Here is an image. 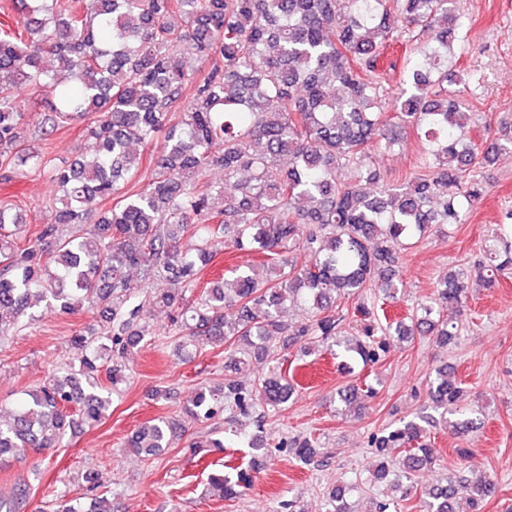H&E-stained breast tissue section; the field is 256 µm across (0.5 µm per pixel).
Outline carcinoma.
I'll return each mask as SVG.
<instances>
[{
	"label": "carcinoma",
	"instance_id": "1",
	"mask_svg": "<svg viewBox=\"0 0 512 512\" xmlns=\"http://www.w3.org/2000/svg\"><path fill=\"white\" fill-rule=\"evenodd\" d=\"M13 14L0 20V178L23 168L48 171L58 187L50 199L55 220L20 245L23 218L0 203V334L18 327L40 303L64 313L97 311L103 335L70 339L78 367L60 368L0 417V463L28 451L62 446L67 432L92 426L110 406L99 382L102 361L112 391L125 381L120 362L147 336L139 292L151 290L165 310L177 349L185 352L214 336L242 357L270 362L276 342L315 339L336 358L375 366L384 360L388 336H433L440 344L458 325L441 316L452 306L466 311L472 289H491L512 269V213L484 240L477 276L448 271L435 298L418 305L411 323H381L365 303V291L392 297L401 279L400 251L442 232L474 206L482 185L467 179L474 169L512 151V123L499 121L477 141L462 100L464 76L448 88V63L462 41L457 0H12ZM179 15L175 27L170 18ZM399 47L401 66H379ZM207 62L191 70L187 60ZM45 92L42 135L85 123V147L56 167L28 146L21 90ZM192 89L191 97L186 90ZM178 122H171L173 113ZM411 128L425 145L418 170L388 183L372 169L376 150L396 140L387 127ZM164 142L150 172L132 146ZM290 158L288 168L280 158ZM209 168L224 181L204 179ZM347 170L342 179L338 172ZM145 180L141 187L134 183ZM375 184L370 194L363 184ZM119 196L106 211L101 202ZM92 224L66 235L68 224ZM258 252L268 276L245 267L232 279L197 287L218 246ZM304 252L301 266L291 255ZM358 299L361 319L344 335L345 304ZM310 313L288 333L292 306ZM202 387L184 407L186 422L210 420L224 411L228 434L253 448L267 445L264 404L278 411L294 387L277 367L252 384L231 375ZM461 392L447 368L430 385L435 408L448 411ZM374 394L353 385L340 394L352 404ZM452 432L476 427L473 411L456 408ZM254 418L257 434L241 435L237 417ZM430 417L388 426L369 436L383 461L379 481L429 466ZM174 423L141 424L125 447L151 459L169 447ZM277 448L307 465L317 456L311 438L282 436ZM93 495L65 501L58 512H113L112 499L95 493L97 476H86ZM249 474L233 482L222 470L206 479L212 495L231 499ZM28 485L0 496V512H23ZM496 491L489 478L451 479L427 492V512H457L468 495L469 512ZM326 512H353L346 487L329 495Z\"/></svg>",
	"mask_w": 512,
	"mask_h": 512
}]
</instances>
